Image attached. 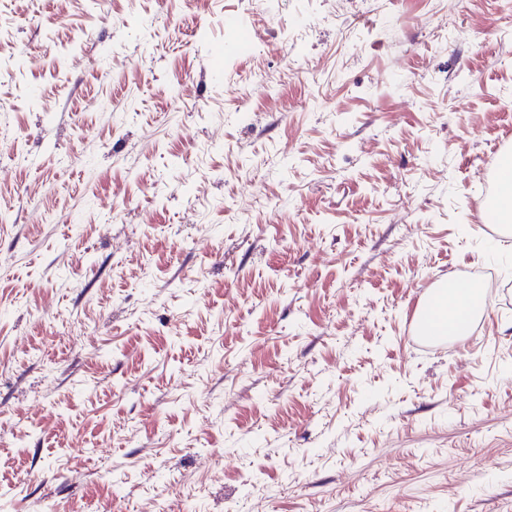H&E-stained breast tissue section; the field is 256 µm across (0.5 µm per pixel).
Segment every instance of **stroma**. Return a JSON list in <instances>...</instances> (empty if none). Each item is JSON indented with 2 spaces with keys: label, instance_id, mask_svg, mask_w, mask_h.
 Listing matches in <instances>:
<instances>
[{
  "label": "stroma",
  "instance_id": "stroma-1",
  "mask_svg": "<svg viewBox=\"0 0 512 512\" xmlns=\"http://www.w3.org/2000/svg\"><path fill=\"white\" fill-rule=\"evenodd\" d=\"M508 147L512 0H0V512H512ZM499 203L496 207L497 221L512 222V158H508L499 180ZM482 299V294L474 288H459L452 282H446L434 296L433 304L442 314V323L438 332L462 334L468 330L467 314H470Z\"/></svg>",
  "mask_w": 512,
  "mask_h": 512
}]
</instances>
